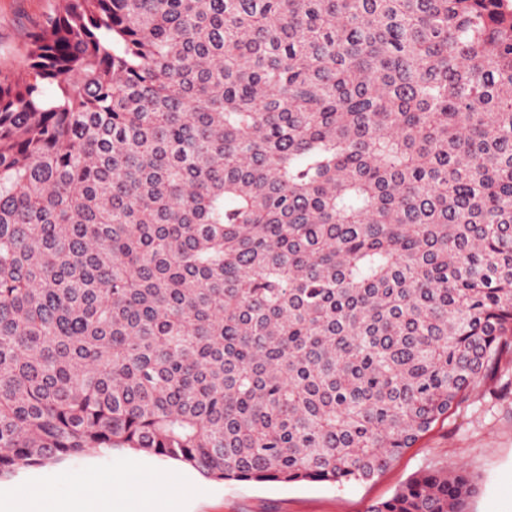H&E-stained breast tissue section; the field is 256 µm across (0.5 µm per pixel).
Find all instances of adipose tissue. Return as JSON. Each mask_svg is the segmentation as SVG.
<instances>
[{"mask_svg":"<svg viewBox=\"0 0 512 512\" xmlns=\"http://www.w3.org/2000/svg\"><path fill=\"white\" fill-rule=\"evenodd\" d=\"M101 484V479L87 474L73 480L70 494L58 499L49 498L40 484H25L0 502V512H124L125 501L162 493L165 479L154 473L128 476L122 493L114 497L100 494Z\"/></svg>","mask_w":512,"mask_h":512,"instance_id":"1","label":"adipose tissue"}]
</instances>
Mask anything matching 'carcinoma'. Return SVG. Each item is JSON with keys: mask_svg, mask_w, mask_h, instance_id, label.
Here are the masks:
<instances>
[{"mask_svg": "<svg viewBox=\"0 0 512 512\" xmlns=\"http://www.w3.org/2000/svg\"><path fill=\"white\" fill-rule=\"evenodd\" d=\"M508 355L509 0H55L0 70V478L366 482Z\"/></svg>", "mask_w": 512, "mask_h": 512, "instance_id": "carcinoma-1", "label": "carcinoma"}]
</instances>
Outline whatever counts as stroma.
<instances>
[{
    "label": "stroma",
    "instance_id": "1",
    "mask_svg": "<svg viewBox=\"0 0 512 512\" xmlns=\"http://www.w3.org/2000/svg\"><path fill=\"white\" fill-rule=\"evenodd\" d=\"M51 0H0V69L18 67L27 34ZM461 467L478 479L470 512H512V394L473 391L448 418L436 423L412 448L367 483L343 488L317 483L223 482L142 452L92 451L72 460L27 469L0 480V497L16 485L40 481L53 494L68 491L58 473L79 478L88 470L120 477L138 471L173 475L162 512H370L419 472L434 465Z\"/></svg>",
    "mask_w": 512,
    "mask_h": 512
}]
</instances>
